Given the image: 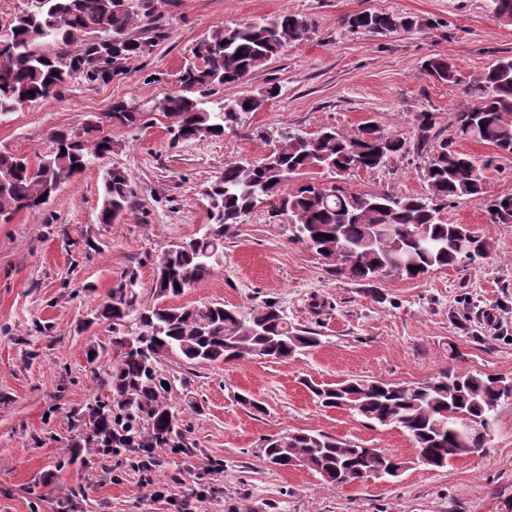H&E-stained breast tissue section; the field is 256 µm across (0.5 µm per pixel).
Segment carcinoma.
<instances>
[{
    "mask_svg": "<svg viewBox=\"0 0 512 512\" xmlns=\"http://www.w3.org/2000/svg\"><path fill=\"white\" fill-rule=\"evenodd\" d=\"M171 0H30L26 11L15 14L10 33L0 36V116L16 111L21 100L46 102L58 97L76 74L107 81L118 76L125 60L144 55L153 41L165 39L160 29L150 41L132 35L142 19L152 17ZM496 18L512 24V0H492ZM352 32L386 34L411 30L418 22L409 16L362 11L347 17ZM308 19L288 11L260 17L244 25L212 31L193 50L194 60L181 71V89L138 109L125 99L112 100L104 123L130 129L151 113L172 121L173 139L190 141L202 136L220 138L240 124L242 115L261 110L280 95L274 86L224 100L219 112L204 107L201 89L237 84L243 73L257 69L288 47L308 38ZM105 32L119 41L106 43ZM77 43L84 52L72 55L61 49ZM241 56H236V53ZM429 76L461 90L463 101L453 113V140L441 137L436 115L419 114L414 140L384 133L366 122L346 132L325 126L314 135L294 133L281 142L278 158L263 167L248 169L243 162L224 166L222 176L206 191L210 224L200 237L165 251L153 282L154 303L136 306L133 291L112 294V304L99 315L114 326L132 320L138 325L137 344L152 352L148 361L131 348L122 333L113 331L118 362L108 379L106 400L89 409L84 425L89 432L71 439L73 448H188L186 428L173 410L176 379L163 375L162 361L179 357L189 362L224 363L243 358L235 345L250 354L288 363L321 344L318 333L292 326L274 301H264L243 312L235 306L210 303L173 306L178 297L208 277L216 261L207 256L219 250L224 234L243 224L259 207L270 217L283 213L295 220L296 241L321 256L330 272L357 282L374 280L398 264L403 275L418 278L430 271L474 262L490 251V242L478 237L468 249L456 242L464 225L444 218V210L464 198L484 205L492 224H512V195L487 197L484 171L495 157L479 160L454 146V140L486 144L496 154H512V56L497 58L483 71L464 75L448 61L432 57L425 63ZM35 95H30L29 91ZM386 139L378 153L373 138ZM53 149L37 164L12 153L0 152V176L9 175L0 189V221L15 213L34 211L61 184L112 151L108 134L93 140L82 134L52 133ZM428 155L423 171L426 190L420 195L368 193L339 185L342 177L375 171L392 158L410 152ZM324 169L333 187L313 177ZM306 174L288 188L294 177ZM134 191L121 168L106 170L99 221L110 224L131 209ZM332 238L327 239L325 235ZM415 266L412 271L409 266ZM167 385H162V382ZM324 407L342 405L384 426H395L441 469L455 456L469 454L477 439L462 424L470 420L493 425L498 406L512 399V380L485 373L456 375L444 371L419 385L404 388L382 380L351 379L335 385L306 384ZM263 456L302 457L310 469L331 486L365 471H385L389 461L381 451L367 457L363 449L323 434L298 431L285 448L265 439Z\"/></svg>",
    "mask_w": 512,
    "mask_h": 512,
    "instance_id": "1",
    "label": "carcinoma"
}]
</instances>
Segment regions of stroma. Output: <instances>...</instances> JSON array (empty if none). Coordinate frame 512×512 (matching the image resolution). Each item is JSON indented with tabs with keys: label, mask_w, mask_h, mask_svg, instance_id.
<instances>
[{
	"label": "stroma",
	"mask_w": 512,
	"mask_h": 512,
	"mask_svg": "<svg viewBox=\"0 0 512 512\" xmlns=\"http://www.w3.org/2000/svg\"><path fill=\"white\" fill-rule=\"evenodd\" d=\"M292 12L308 18L307 41L287 48L242 84L216 88L206 106L259 86L280 95L223 137L173 141L170 119L112 132V151L62 184L38 211L0 222V512H512V399L502 403L483 455L454 457L431 470L413 463L410 439L347 409L321 407L305 381L382 379L411 385L451 368L512 377V224L489 223L481 204L449 207L447 219L471 225L491 244L486 258L419 279L356 282L334 276L296 242L290 225L266 209L224 237L213 273L174 306L223 303L248 309L273 300L289 323L316 330L320 347L290 363L249 356L226 364L162 362L186 380L175 405L190 450L162 452L143 486L128 453L83 450L69 463L70 439L89 407L108 394L118 354L110 322L96 310L132 287L137 306L152 304L157 260L170 245L200 237L209 224L205 189L225 164L260 158L291 132L372 121L412 137L420 113L437 117L442 137L461 101L459 88L435 81L423 64L446 58L474 74L512 56V24L491 0H174L136 37L165 40L131 58L107 82L76 76L55 99L0 117V151L36 161L56 129L83 131L121 97L147 103L177 87L197 42L213 30ZM362 11L411 16L410 31L350 32ZM426 158H394L347 176L352 188L396 196L423 193ZM129 175L133 207L98 220L103 171ZM305 431L376 448L409 465L398 480L370 477L327 486L309 469L269 467L265 438ZM223 467L213 470V460Z\"/></svg>",
	"instance_id": "35a3bbf8"
}]
</instances>
